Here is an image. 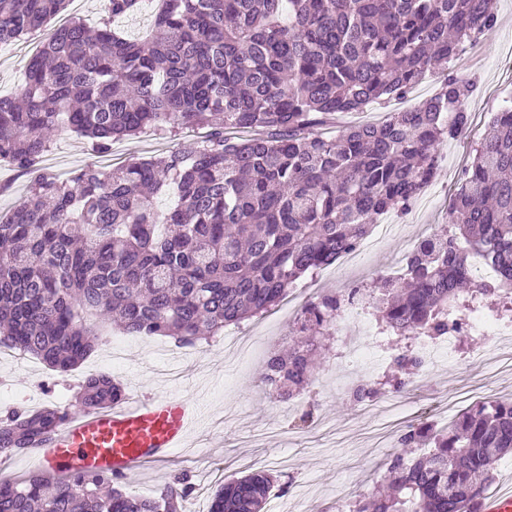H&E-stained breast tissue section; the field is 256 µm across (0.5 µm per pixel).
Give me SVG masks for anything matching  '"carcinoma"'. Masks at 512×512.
Listing matches in <instances>:
<instances>
[{
    "instance_id": "carcinoma-1",
    "label": "carcinoma",
    "mask_w": 512,
    "mask_h": 512,
    "mask_svg": "<svg viewBox=\"0 0 512 512\" xmlns=\"http://www.w3.org/2000/svg\"><path fill=\"white\" fill-rule=\"evenodd\" d=\"M66 0H0V44L60 13ZM139 0H106L96 28L61 24L25 68L21 99L0 97V160L27 169L61 124L98 152L146 126L209 128L200 144L109 171L84 167L67 181L44 174L0 215V346L67 373L98 341L95 323L165 336L194 347L200 332L268 312L299 279L354 251L377 217L407 211L435 176L440 145L470 124L474 82L450 64L460 46L493 31L492 0H161L150 35L122 37L114 19ZM441 66L438 92L378 124L318 132L344 112L407 97ZM492 135L463 171L450 214L455 231L420 239L406 274L383 278L347 300L379 313L396 341L393 364L416 374L409 342L461 334L448 312L512 310V112L494 115ZM239 130L254 136L240 139ZM173 189L166 211L154 197ZM480 253L496 278L475 277ZM336 293L308 304L275 346L266 394H301L315 357L330 351ZM377 383L350 391L354 405ZM124 396L101 374L75 397L81 412ZM71 411L14 409L0 417V452L40 448ZM387 462L388 495L362 496L348 512H478L512 455V399L489 397L450 425H409ZM270 473L224 485L211 512H264ZM178 477L157 498L126 492L110 474L41 470L0 480V512H179Z\"/></svg>"
}]
</instances>
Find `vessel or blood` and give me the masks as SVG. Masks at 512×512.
<instances>
[{"label":"vessel or blood","mask_w":512,"mask_h":512,"mask_svg":"<svg viewBox=\"0 0 512 512\" xmlns=\"http://www.w3.org/2000/svg\"><path fill=\"white\" fill-rule=\"evenodd\" d=\"M199 419L195 404L162 392L127 398L112 408L69 417L35 458L49 471H101L131 476L183 447Z\"/></svg>","instance_id":"obj_1"}]
</instances>
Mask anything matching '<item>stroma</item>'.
Instances as JSON below:
<instances>
[{
	"mask_svg": "<svg viewBox=\"0 0 512 512\" xmlns=\"http://www.w3.org/2000/svg\"><path fill=\"white\" fill-rule=\"evenodd\" d=\"M496 6V29L478 38L480 63L461 57L454 67L458 76L477 82L468 102V127L440 148L436 177L408 214L381 216V223L393 230L370 253L303 278L269 313L226 326L194 348L108 326L102 328L91 355L65 375L24 354L0 358V415L14 407L66 408L79 384L94 373L121 381L129 393H174L198 405L199 422L188 445L169 462L143 467L128 477L129 492L155 497L175 476L184 475L192 490L181 512H209L224 481L264 470L277 478L267 512H323L373 490V482H361V475L395 452L408 423L439 421L447 406L458 412L487 396H512V372L492 374L478 365L442 360L426 369L420 386L409 384L398 392L397 410L368 414L363 406H351L347 389L337 386L336 359L330 354L301 396L302 402L313 404L316 417L312 428L302 430L297 426L300 408L288 400L267 398L261 383L267 347L287 337L307 301L325 292L371 285L404 262L419 238L450 229L448 205L461 187L462 172L473 162L502 101L512 97V0H496ZM104 8V0H70L65 11L40 28L0 46V95L19 94L26 63L54 28L72 18L98 26ZM443 78L441 71L428 73L407 100L345 113L336 125L379 122L385 113L435 94ZM205 134L200 127L173 132L147 128L114 140L108 153L99 154L89 139L59 130L37 170L22 171L0 161V212L8 213L21 201L38 169L63 176L89 165L106 170L167 154L180 143L202 141Z\"/></svg>",
	"mask_w": 512,
	"mask_h": 512,
	"instance_id": "35a3bbf8",
	"label": "stroma"
}]
</instances>
